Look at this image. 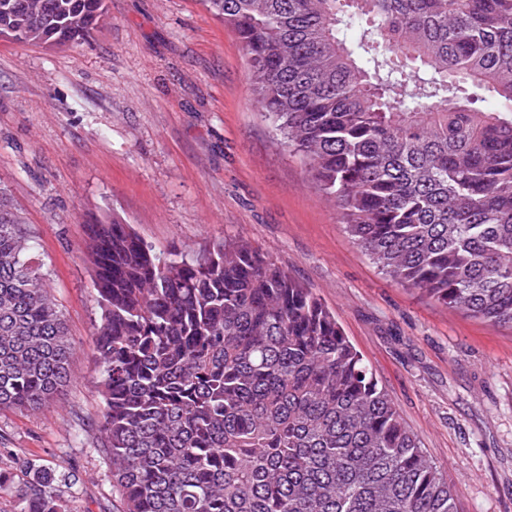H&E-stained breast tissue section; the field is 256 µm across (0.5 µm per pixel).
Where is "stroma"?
<instances>
[{
    "instance_id": "1",
    "label": "stroma",
    "mask_w": 512,
    "mask_h": 512,
    "mask_svg": "<svg viewBox=\"0 0 512 512\" xmlns=\"http://www.w3.org/2000/svg\"><path fill=\"white\" fill-rule=\"evenodd\" d=\"M80 46L0 39V188L39 244L74 347L60 398L0 412V448L77 476L72 512H121L98 450L91 216L158 251L246 237L312 288L448 474L460 512H512V331L382 274L281 144L232 28L201 0H107Z\"/></svg>"
}]
</instances>
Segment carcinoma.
<instances>
[{
    "instance_id": "carcinoma-1",
    "label": "carcinoma",
    "mask_w": 512,
    "mask_h": 512,
    "mask_svg": "<svg viewBox=\"0 0 512 512\" xmlns=\"http://www.w3.org/2000/svg\"><path fill=\"white\" fill-rule=\"evenodd\" d=\"M253 92L373 263L512 328V0H202ZM360 15L357 54L340 37ZM106 0H0V38L79 44ZM486 90L511 105L479 108ZM97 430L122 512H459L335 315L244 237L155 252L88 225ZM35 238L0 190V410L53 404L73 348ZM19 512H70L27 463Z\"/></svg>"
}]
</instances>
